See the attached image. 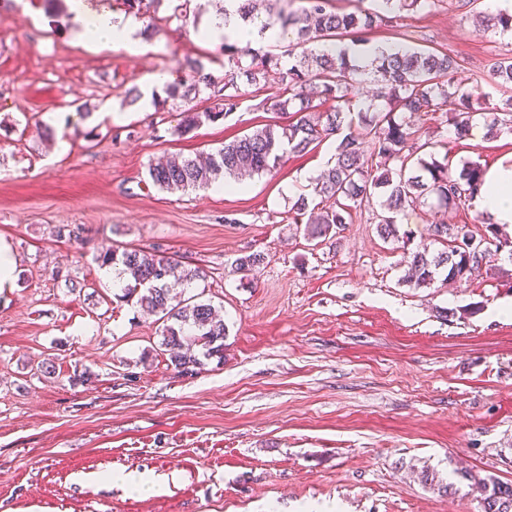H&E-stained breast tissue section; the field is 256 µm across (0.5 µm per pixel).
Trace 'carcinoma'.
<instances>
[{"label":"carcinoma","instance_id":"1","mask_svg":"<svg viewBox=\"0 0 512 512\" xmlns=\"http://www.w3.org/2000/svg\"><path fill=\"white\" fill-rule=\"evenodd\" d=\"M161 0H122L125 12L143 16ZM266 15L255 14L253 0H236L235 15L244 25L257 28L258 35L279 30L288 40L279 54L224 42V74L220 79L206 72L203 58L187 60L191 80L168 86L173 98L191 100L201 88L210 90L213 106L203 112L191 108L180 112L174 133L182 136L205 123L225 119L240 106L241 100L259 92L269 81L281 86L282 93L265 98L260 105L285 113L293 120L286 124H266L224 143L206 156L160 157L148 166L152 184L162 190L179 191L209 186L216 182H240L245 178L272 172L280 164L283 151L303 157L322 142L334 137L333 161L312 182L311 191L299 194L288 209L293 223L306 220L304 236L314 241L339 234L349 223L352 211L379 200L383 216L377 224L385 241L400 238L398 215L428 206L459 210L471 201L482 185L484 169L466 160L452 168V147L444 144L443 160L435 158V143L421 138V127L414 123L442 122L453 129L454 140L465 138L474 125L483 123L493 136L512 135V96L500 103L475 107L471 95L451 82L457 62L446 53L402 46L395 53L374 54L365 65L347 56L349 47L340 44L350 38L352 45L367 44L363 33L386 26L399 27L404 7L423 6L427 0H370V7L354 12L338 11L332 0H307L299 12H285L283 0H266ZM486 27L504 35L512 33V10L499 9L484 17ZM373 70L378 89L365 111L353 112L348 98L350 83ZM490 77L502 91L512 89V55L505 53L495 63ZM254 88L250 92L242 87ZM456 101L453 112H440L441 101ZM371 135L366 150L353 133L345 132L353 118ZM433 243L444 249L425 247L412 255L406 282L431 285L436 276L469 282L482 269L481 259L491 257L490 240L498 238L496 227L485 224L477 234L467 224L433 221L427 228ZM101 266H110L126 279L123 299L162 322L161 348L170 364L184 375H195L206 361L224 358L227 326L221 308L210 299L195 294L187 298L171 293L169 279L192 284L207 277L200 268H186L176 260L139 249L121 252L107 250L95 256ZM460 478L482 491L483 512H512V483L494 477L482 478L463 471Z\"/></svg>","mask_w":512,"mask_h":512}]
</instances>
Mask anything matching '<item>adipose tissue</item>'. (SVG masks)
<instances>
[{
	"label": "adipose tissue",
	"instance_id": "adipose-tissue-1",
	"mask_svg": "<svg viewBox=\"0 0 512 512\" xmlns=\"http://www.w3.org/2000/svg\"><path fill=\"white\" fill-rule=\"evenodd\" d=\"M74 37L92 34L102 46L134 51L143 39L142 25L134 16L96 12L87 0H69ZM475 206L487 213L494 224L512 226V164L490 169L484 175V185L474 199Z\"/></svg>",
	"mask_w": 512,
	"mask_h": 512
}]
</instances>
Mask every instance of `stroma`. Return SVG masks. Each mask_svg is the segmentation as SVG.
<instances>
[{"instance_id":"obj_1","label":"stroma","mask_w":512,"mask_h":512,"mask_svg":"<svg viewBox=\"0 0 512 512\" xmlns=\"http://www.w3.org/2000/svg\"><path fill=\"white\" fill-rule=\"evenodd\" d=\"M173 8L164 0L161 31L131 53L70 37L67 0H0V239L17 261L0 293V512H480L456 471L512 482V318L495 314L512 305V259L467 283L405 284L426 208L399 216L404 249L378 236L369 209L306 241L288 201L326 167L324 144L234 191L153 186L151 161L285 120L248 97L180 138L175 112L127 104L128 88L184 74L204 52L223 74L219 43L194 33L210 12L187 23ZM490 9L428 0L368 38L448 53L454 82L495 102L490 69L512 36L478 27ZM446 155L490 169L512 159V136L471 135L436 148ZM129 246L206 269L204 295L228 327L223 361L173 369L153 316L94 261ZM252 253L262 263L235 270ZM424 469L456 493L422 484ZM113 472L154 489L129 494Z\"/></svg>"}]
</instances>
